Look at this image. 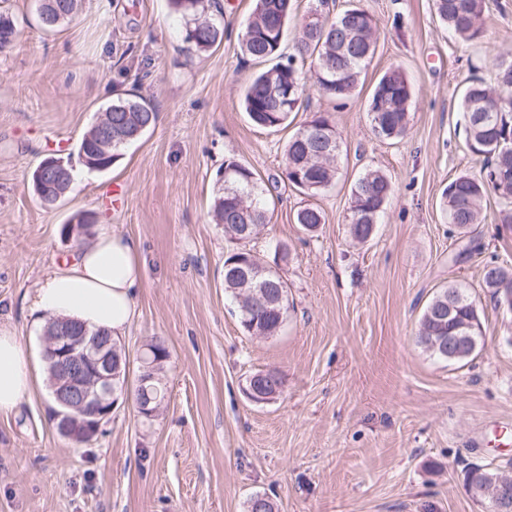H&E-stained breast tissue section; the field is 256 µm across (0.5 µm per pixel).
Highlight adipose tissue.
<instances>
[{"label": "adipose tissue", "mask_w": 512, "mask_h": 512, "mask_svg": "<svg viewBox=\"0 0 512 512\" xmlns=\"http://www.w3.org/2000/svg\"><path fill=\"white\" fill-rule=\"evenodd\" d=\"M143 286L138 245L130 238L100 233L64 268L49 274L38 288L33 310L38 316L73 319L87 329L120 335L135 316L133 297ZM30 357L21 338L0 328V414H10L28 394Z\"/></svg>", "instance_id": "obj_1"}]
</instances>
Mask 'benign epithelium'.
I'll return each instance as SVG.
<instances>
[{
	"instance_id": "obj_1",
	"label": "benign epithelium",
	"mask_w": 512,
	"mask_h": 512,
	"mask_svg": "<svg viewBox=\"0 0 512 512\" xmlns=\"http://www.w3.org/2000/svg\"><path fill=\"white\" fill-rule=\"evenodd\" d=\"M43 359L52 368L51 388L61 406L54 413L61 436L74 444H90L110 419L126 385L129 361L109 333L76 331L58 325L44 332ZM496 512H512V485L500 486Z\"/></svg>"
}]
</instances>
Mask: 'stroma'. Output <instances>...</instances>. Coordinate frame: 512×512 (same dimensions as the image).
<instances>
[{
	"mask_svg": "<svg viewBox=\"0 0 512 512\" xmlns=\"http://www.w3.org/2000/svg\"><path fill=\"white\" fill-rule=\"evenodd\" d=\"M351 5L378 24L356 92L336 102L308 88L301 110L274 131L242 107L256 70L240 52L254 0H210L207 16L224 34L204 52L186 42L190 20L168 0H81L51 31L39 26L35 0H0L16 25L0 50V326L41 360L33 299L80 248L63 225L88 212L95 231L141 244L145 283L119 338L129 380L148 343L169 352L160 412L140 416L124 391L104 434L82 447L58 433L35 369L19 408L0 415V512H247L256 495L275 512H487L465 473L512 468V313L494 310L481 279L486 264L512 263V224L498 223L505 201L489 196L476 227L483 249L461 255L441 193L481 167L459 102L472 77L493 82V58L512 53V0H485L474 42L449 34L434 0H330L334 13ZM395 66L412 85L409 131L381 141L367 101ZM132 94L152 101L155 124L111 169L89 171L81 136ZM318 112L331 113L340 136L338 174L310 197L286 179L283 152ZM52 153L70 158L72 183L44 205L31 177ZM230 159L273 194L270 221L251 244L288 284V317L270 338L243 329L224 290L229 243L213 206ZM368 168L384 171L394 193L360 244L348 233L351 189ZM308 204L324 215L312 234L295 222ZM451 282L467 287L482 322L478 354L462 367L415 342L424 307ZM269 369L282 393L254 402L246 381Z\"/></svg>",
	"mask_w": 512,
	"mask_h": 512,
	"instance_id": "35a3bbf8",
	"label": "stroma"
}]
</instances>
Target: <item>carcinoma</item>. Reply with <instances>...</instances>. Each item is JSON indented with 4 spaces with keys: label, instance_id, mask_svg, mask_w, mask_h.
Instances as JSON below:
<instances>
[{
    "label": "carcinoma",
    "instance_id": "obj_1",
    "mask_svg": "<svg viewBox=\"0 0 512 512\" xmlns=\"http://www.w3.org/2000/svg\"><path fill=\"white\" fill-rule=\"evenodd\" d=\"M175 11L194 17L186 30V40L206 51L220 38V30L205 16L204 0H171ZM54 17L39 16L42 26L53 29L70 19L78 10L79 0H56ZM329 0H317L322 21L302 23V34L296 53L286 57L282 51L288 21L294 16V0H255L241 40V52L260 66L246 88L243 104L250 121L264 129L288 126L289 115L299 111L306 93V77L295 65V59L310 58L313 64V84L324 96L336 100L350 97L357 89L360 76L367 68L376 49V22L365 9L354 6L330 16L323 10ZM437 14L456 37L474 41L482 36L485 25V0H436ZM494 83L474 79L466 86L460 100V110L467 120L466 145L469 151L482 158L477 174H463L453 179L443 193V205L448 223L461 233L470 235L473 226L481 223L483 201L491 194L512 199V182L500 179L503 172L512 174V57L499 56L492 60ZM288 89L290 96L280 106L272 104L273 91ZM412 90L405 74L398 68L387 71L375 84L368 108L372 134L379 140L392 141L406 134L408 109ZM112 112L126 115L122 124L112 127V147L98 146L100 131L91 126L82 136L79 149L102 163L104 168L120 156V151L131 141L127 136L139 126L154 125L157 113L151 101L144 98H119L110 104ZM324 127L334 135L333 146L326 150L310 140L311 129ZM339 134L328 113L314 115L288 140L285 148V173L291 184L300 189L299 177L314 181L307 191L316 195L328 188L336 178L335 160L339 152ZM231 173L223 179L222 195L214 201V214L224 225V234L232 236L239 224H266L269 222L266 189L262 188L253 170L236 160L227 163ZM71 182V175L58 173L52 181H32L35 194L56 193ZM393 193L391 179L379 169L366 170L351 191L352 240L367 242L384 205ZM296 223L313 232L324 217L318 208L305 206L296 213ZM240 263L262 267V260L250 249L230 250L224 264ZM267 282L278 285L281 301L268 314L241 299L245 291L258 293V286ZM483 288L498 308L503 289L512 290V266L490 263L483 270ZM224 290L238 299L240 320L246 327L258 322L266 335L274 336L281 329L288 312V286L271 269L258 279L243 284L224 278ZM450 336H466L468 342L458 347L450 358L441 351V341ZM481 337V321L477 304L460 285L450 283L438 291L426 306L416 336V342L438 359L467 364L476 355ZM512 480V472L491 465L468 468L467 483L478 491L472 498L488 506L493 505L499 481Z\"/></svg>",
    "mask_w": 512,
    "mask_h": 512
}]
</instances>
